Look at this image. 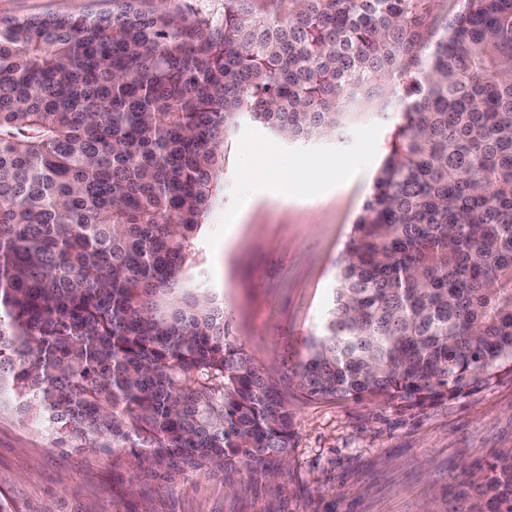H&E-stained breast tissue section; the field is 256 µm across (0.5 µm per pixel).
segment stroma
<instances>
[{"label":"stroma","mask_w":512,"mask_h":512,"mask_svg":"<svg viewBox=\"0 0 512 512\" xmlns=\"http://www.w3.org/2000/svg\"><path fill=\"white\" fill-rule=\"evenodd\" d=\"M103 0H0V20L103 9ZM394 119L341 137L281 140L241 120L182 286L223 305L232 337L268 368L293 418L278 476L140 468L126 451L71 452L0 412V495L17 512H463L461 493L512 448V370L421 404L313 399L294 371L320 330L339 261L373 192ZM262 166L270 181L252 182Z\"/></svg>","instance_id":"obj_1"}]
</instances>
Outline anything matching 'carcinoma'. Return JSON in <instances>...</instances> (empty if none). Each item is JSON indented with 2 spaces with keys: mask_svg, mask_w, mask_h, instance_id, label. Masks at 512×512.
Returning <instances> with one entry per match:
<instances>
[{
  "mask_svg": "<svg viewBox=\"0 0 512 512\" xmlns=\"http://www.w3.org/2000/svg\"><path fill=\"white\" fill-rule=\"evenodd\" d=\"M0 23V410L57 448L264 471L288 406L181 292L242 116L339 134L370 102L390 152L297 366L310 398L422 403L512 367V0H108ZM476 512H512V450ZM462 6L461 0H438L434 5L432 29L442 34L448 21L462 11Z\"/></svg>",
  "mask_w": 512,
  "mask_h": 512,
  "instance_id": "1",
  "label": "carcinoma"
}]
</instances>
